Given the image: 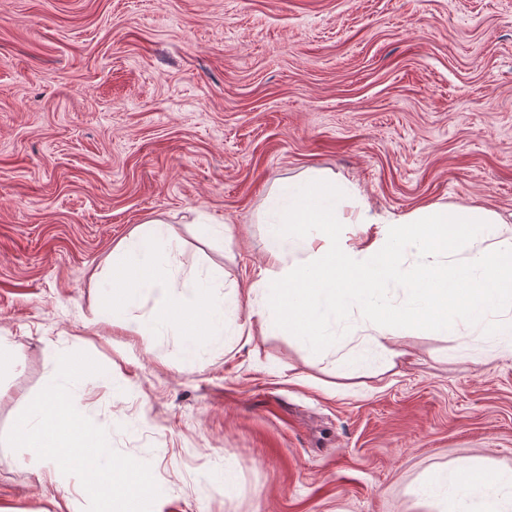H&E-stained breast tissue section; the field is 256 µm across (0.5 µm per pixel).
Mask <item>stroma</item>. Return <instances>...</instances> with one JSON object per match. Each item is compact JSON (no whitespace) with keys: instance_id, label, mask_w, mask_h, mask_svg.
<instances>
[{"instance_id":"35a3bbf8","label":"stroma","mask_w":512,"mask_h":512,"mask_svg":"<svg viewBox=\"0 0 512 512\" xmlns=\"http://www.w3.org/2000/svg\"><path fill=\"white\" fill-rule=\"evenodd\" d=\"M316 172L380 215H512V0H0V512H85L3 441L73 351L105 369L75 406L150 464L163 512H423L432 471L512 468V353L429 327L347 374L248 322L265 201ZM149 219L173 277L223 271L238 300L200 358L99 307Z\"/></svg>"}]
</instances>
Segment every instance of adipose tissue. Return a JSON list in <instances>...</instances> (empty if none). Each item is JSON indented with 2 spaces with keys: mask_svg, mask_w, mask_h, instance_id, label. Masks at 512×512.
<instances>
[{
  "mask_svg": "<svg viewBox=\"0 0 512 512\" xmlns=\"http://www.w3.org/2000/svg\"><path fill=\"white\" fill-rule=\"evenodd\" d=\"M265 214L271 246L251 307L262 329L297 336L314 354H335L344 370L394 366L403 355L394 337L429 326L453 334L466 324L491 350L512 349V227L497 212L425 207L383 217L356 186L309 174L271 193ZM343 224L375 234L355 246L338 235ZM393 283L406 293L398 308L387 301ZM352 310L375 328L350 348L336 324ZM415 494L431 512H512V469L491 476L480 462L439 469Z\"/></svg>",
  "mask_w": 512,
  "mask_h": 512,
  "instance_id": "obj_1",
  "label": "adipose tissue"
}]
</instances>
